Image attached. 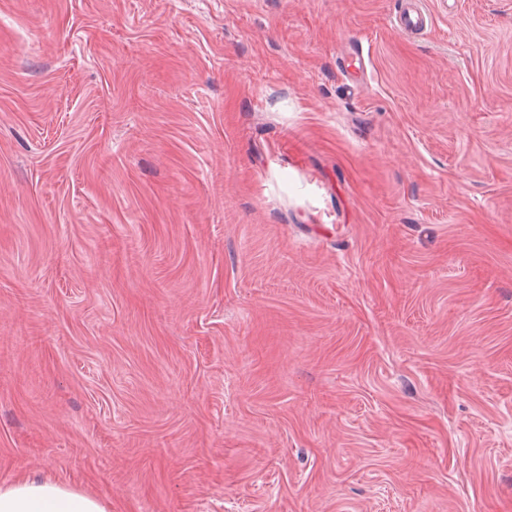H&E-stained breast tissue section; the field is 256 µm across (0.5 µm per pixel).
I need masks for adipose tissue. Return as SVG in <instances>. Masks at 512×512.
<instances>
[{"mask_svg": "<svg viewBox=\"0 0 512 512\" xmlns=\"http://www.w3.org/2000/svg\"><path fill=\"white\" fill-rule=\"evenodd\" d=\"M0 512H108L99 500L65 485L27 477L0 486Z\"/></svg>", "mask_w": 512, "mask_h": 512, "instance_id": "ef3b65f1", "label": "adipose tissue"}]
</instances>
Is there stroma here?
<instances>
[{
    "label": "stroma",
    "mask_w": 512,
    "mask_h": 512,
    "mask_svg": "<svg viewBox=\"0 0 512 512\" xmlns=\"http://www.w3.org/2000/svg\"><path fill=\"white\" fill-rule=\"evenodd\" d=\"M424 2L0 0V485L512 512V0ZM422 0H401V7L392 17V27L401 36L411 37L425 27Z\"/></svg>",
    "instance_id": "1"
}]
</instances>
